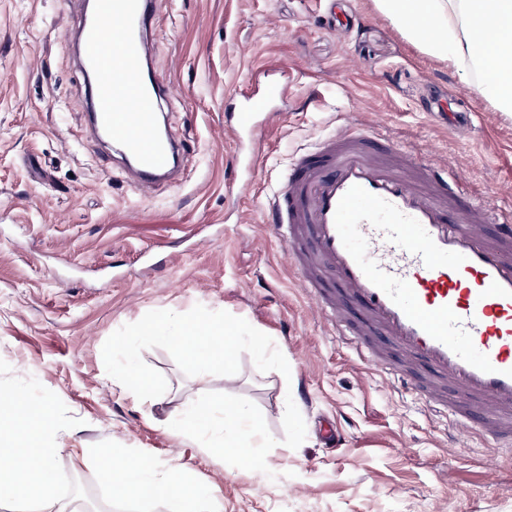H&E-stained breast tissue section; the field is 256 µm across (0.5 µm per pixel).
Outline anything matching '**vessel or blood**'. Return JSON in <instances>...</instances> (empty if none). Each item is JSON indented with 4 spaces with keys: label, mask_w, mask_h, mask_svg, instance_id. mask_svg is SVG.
Wrapping results in <instances>:
<instances>
[{
    "label": "vessel or blood",
    "mask_w": 512,
    "mask_h": 512,
    "mask_svg": "<svg viewBox=\"0 0 512 512\" xmlns=\"http://www.w3.org/2000/svg\"><path fill=\"white\" fill-rule=\"evenodd\" d=\"M164 0H95L76 37L90 122L142 191L174 181L183 144L159 130L167 94L146 42ZM280 238L362 360L453 427L512 448V215L457 175L351 126L304 150L268 201Z\"/></svg>",
    "instance_id": "b4317fda"
}]
</instances>
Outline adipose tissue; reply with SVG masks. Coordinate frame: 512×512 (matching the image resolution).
Returning a JSON list of instances; mask_svg holds the SVG:
<instances>
[{"label": "adipose tissue", "instance_id": "1", "mask_svg": "<svg viewBox=\"0 0 512 512\" xmlns=\"http://www.w3.org/2000/svg\"><path fill=\"white\" fill-rule=\"evenodd\" d=\"M376 9L412 43L436 60L456 69H475L485 76L480 93L496 108L512 112V0H374ZM51 419L45 406L30 405L17 394L0 404V501L25 507L26 512H80L64 501L47 475L56 454L44 446ZM257 422L240 403L228 400L214 408L186 404L174 411L172 433L205 438L220 431L221 445L248 463H255L252 431ZM33 438L28 452L15 444L19 436ZM103 483L144 501L157 483L141 464L114 466L111 456L97 459Z\"/></svg>", "mask_w": 512, "mask_h": 512}]
</instances>
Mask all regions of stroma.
Returning <instances> with one entry per match:
<instances>
[{
  "label": "stroma",
  "mask_w": 512,
  "mask_h": 512,
  "mask_svg": "<svg viewBox=\"0 0 512 512\" xmlns=\"http://www.w3.org/2000/svg\"><path fill=\"white\" fill-rule=\"evenodd\" d=\"M85 0H0V396L52 412L49 477L82 478L106 512H164L116 497L86 448L173 471L221 512H512V455L448 430L337 336L266 227L264 205L301 149L350 122L416 161L453 169L491 204L512 199V112L409 42L374 0H167L148 47L183 141L177 185L142 196L88 122L70 39ZM256 138L234 132L250 97ZM469 113L451 123L449 106ZM224 310L270 336L289 375L249 355L232 376H187L161 348L153 405L105 370L102 348L152 310ZM241 402L265 436L257 465L172 434L176 404ZM306 424L283 442L286 398Z\"/></svg>",
  "instance_id": "1"
}]
</instances>
